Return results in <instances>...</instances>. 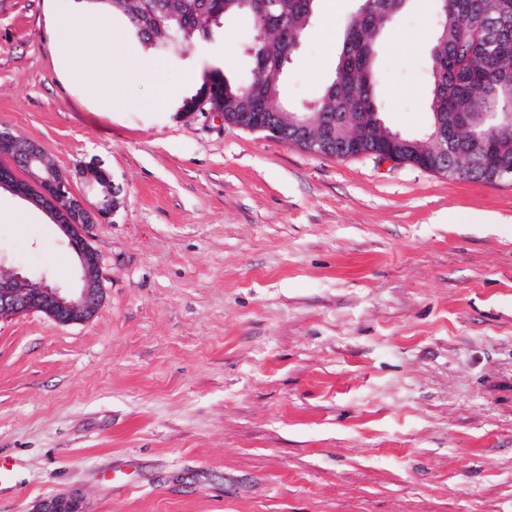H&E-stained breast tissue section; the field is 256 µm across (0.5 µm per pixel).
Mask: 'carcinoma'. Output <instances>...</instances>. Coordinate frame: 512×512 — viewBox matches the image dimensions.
Returning <instances> with one entry per match:
<instances>
[{
	"label": "carcinoma",
	"instance_id": "obj_1",
	"mask_svg": "<svg viewBox=\"0 0 512 512\" xmlns=\"http://www.w3.org/2000/svg\"><path fill=\"white\" fill-rule=\"evenodd\" d=\"M76 0L77 6L106 8L126 16L137 42L149 52L169 53L203 39V28L212 17L246 14L255 30L265 28L268 38L250 46L251 79L235 83L214 71L205 81L211 92L204 102L207 112H219L230 124L240 122L241 100L254 101L252 119L265 135L293 139L296 121L315 124L321 112L351 114L347 135L367 151L390 152V145L368 112H378L376 100L378 47L393 23L413 0H360L348 23L335 74L317 103L303 110L281 99L287 43L285 34L300 37L308 28L309 11L317 0H277L269 12L256 15L240 8L237 0ZM434 30L421 48L427 60L428 124L442 101L449 112L466 113L465 120L448 127L453 142L473 129L487 132L481 147L484 164L498 159V146L512 140V129L493 127L512 108V34L492 38L491 21L496 0H439Z\"/></svg>",
	"mask_w": 512,
	"mask_h": 512
}]
</instances>
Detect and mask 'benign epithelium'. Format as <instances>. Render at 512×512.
Returning a JSON list of instances; mask_svg holds the SVG:
<instances>
[{"mask_svg": "<svg viewBox=\"0 0 512 512\" xmlns=\"http://www.w3.org/2000/svg\"><path fill=\"white\" fill-rule=\"evenodd\" d=\"M498 18L492 21L493 32L512 26V0H501ZM434 132L424 149L428 152L430 169L450 176L448 170V113H434ZM326 132L321 143L344 149L353 147L340 135L338 121L323 117ZM11 174H0V189L9 191L39 210L49 214L67 239L68 247L76 253L81 266V286L66 291L54 286L46 277L32 282L18 272L0 273V320L28 311H40L60 324H79L91 320L97 313L95 300L102 294L99 279V254L88 241V226L105 220L117 208L115 186L104 171L86 174V180L101 193L99 206L90 210L84 197L73 193L67 174L48 161L42 146L7 128H0V168ZM27 178H21L18 173ZM483 180L512 181V159L505 157L485 169ZM33 512H86L77 497L54 496L36 504Z\"/></svg>", "mask_w": 512, "mask_h": 512, "instance_id": "obj_1", "label": "benign epithelium"}]
</instances>
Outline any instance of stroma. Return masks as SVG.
I'll list each match as a JSON object with an SVG mask.
<instances>
[{
    "instance_id": "stroma-1",
    "label": "stroma",
    "mask_w": 512,
    "mask_h": 512,
    "mask_svg": "<svg viewBox=\"0 0 512 512\" xmlns=\"http://www.w3.org/2000/svg\"><path fill=\"white\" fill-rule=\"evenodd\" d=\"M418 0L378 49L386 123L422 131ZM73 0H0V127L39 142L89 207L80 172L120 186L89 228L94 318L0 321V512L79 494L88 512H512V181L311 153L114 89L118 120L56 71ZM355 0L317 11L282 94L313 105ZM253 24L161 56L162 83L237 81ZM454 210L500 224H452ZM0 264L79 283L52 218L0 223Z\"/></svg>"
}]
</instances>
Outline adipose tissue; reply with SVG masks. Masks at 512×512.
I'll list each match as a JSON object with an SVG mask.
<instances>
[{
    "label": "adipose tissue",
    "instance_id": "1",
    "mask_svg": "<svg viewBox=\"0 0 512 512\" xmlns=\"http://www.w3.org/2000/svg\"><path fill=\"white\" fill-rule=\"evenodd\" d=\"M55 48L60 65L70 83L99 109H115L113 89L116 83L127 80L156 82L159 66L141 61L123 47L112 28L111 16L83 8L56 18ZM91 30L97 37L79 40L80 32Z\"/></svg>",
    "mask_w": 512,
    "mask_h": 512
}]
</instances>
